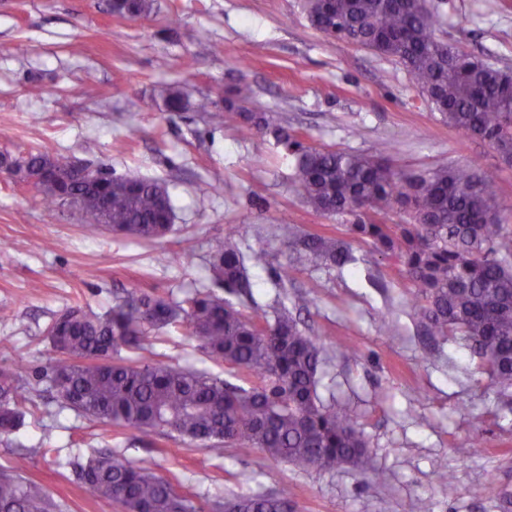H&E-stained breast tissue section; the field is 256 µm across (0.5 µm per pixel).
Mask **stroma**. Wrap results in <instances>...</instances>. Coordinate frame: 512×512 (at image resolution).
Wrapping results in <instances>:
<instances>
[{
  "instance_id": "1",
  "label": "stroma",
  "mask_w": 512,
  "mask_h": 512,
  "mask_svg": "<svg viewBox=\"0 0 512 512\" xmlns=\"http://www.w3.org/2000/svg\"><path fill=\"white\" fill-rule=\"evenodd\" d=\"M428 4L446 18L443 40L512 68V0ZM240 84L251 95L220 126L163 104L169 87L195 100L228 96ZM247 112L265 114L269 130L248 133ZM279 130L306 145L360 153L389 141L392 163L405 173L474 163L494 175L512 231V164L440 122L401 64L314 29L300 0H153L142 18L113 16L108 0H0V153L35 145L116 177L161 181L175 213L171 232L154 241L94 230L79 212L47 205L0 169V369L25 367L27 395L40 409L0 435V468L25 446L26 478L63 512H121L77 480L76 462L95 451L149 465L197 496L203 512L234 494L283 488L292 512H412L420 498L430 512H512V399L499 395L470 351L418 334L401 266L355 242L354 264L305 263L278 281L276 270L293 257L289 230L345 235L340 218L305 203ZM230 234L243 254H269L267 268L249 271L248 315L270 320L281 303L310 298L293 315L322 340V383L367 436L376 478L349 466L303 472L239 445L217 458L195 441L78 416L48 390L44 374L58 353L44 330L53 318L76 300L102 313L130 293L180 297L210 286L207 260ZM52 239L65 249L48 250ZM189 243L187 262L180 254ZM161 251L171 255L168 265L155 263ZM385 312L396 321L389 334L379 323ZM153 350L174 365L251 382L246 371L211 361L183 329ZM442 469L451 483L438 482ZM491 475L503 498L484 496Z\"/></svg>"
}]
</instances>
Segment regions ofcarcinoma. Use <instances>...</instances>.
Returning a JSON list of instances; mask_svg holds the SVG:
<instances>
[{"label": "carcinoma", "mask_w": 512, "mask_h": 512, "mask_svg": "<svg viewBox=\"0 0 512 512\" xmlns=\"http://www.w3.org/2000/svg\"><path fill=\"white\" fill-rule=\"evenodd\" d=\"M109 8L136 18L149 15L152 3L123 0ZM303 10L315 29L401 64L448 127L512 154V71L440 39L443 16L425 0H303ZM163 102L169 112H203L224 123L223 108L209 98L192 101L171 87ZM285 144L306 203L340 217L351 239L405 269L424 334L470 350L491 365L499 393L511 392L512 234L499 217L494 177L472 164L400 172L389 161L387 141L370 154L289 138ZM0 166L15 169L14 182L36 188L47 202L79 207L95 229L145 240L171 231L173 205L159 181L107 171L89 181L75 173L71 156L39 149L0 154ZM395 210L408 213L410 222L389 223ZM293 245L297 262L341 268L353 261L343 240L305 235ZM245 262L236 239L227 236L208 260L222 294L207 289L177 301L141 292L102 314L80 304L66 308L46 330L59 353L46 372L55 400L145 436L199 441L218 457L228 446L245 445L301 471L366 470L365 433L347 406L318 392L321 341L302 333L286 306L274 321L261 322L228 299L251 293ZM179 326L211 360L247 371L251 385L144 355L150 333ZM125 349L136 357L122 355ZM29 402L22 375L0 371V434L23 425ZM27 464V454L18 453L11 468L0 470V512H59L40 485L23 477ZM78 480L123 512H202L171 481L114 453L89 456ZM228 505L236 512H290L286 489L240 495Z\"/></svg>", "instance_id": "obj_1"}]
</instances>
